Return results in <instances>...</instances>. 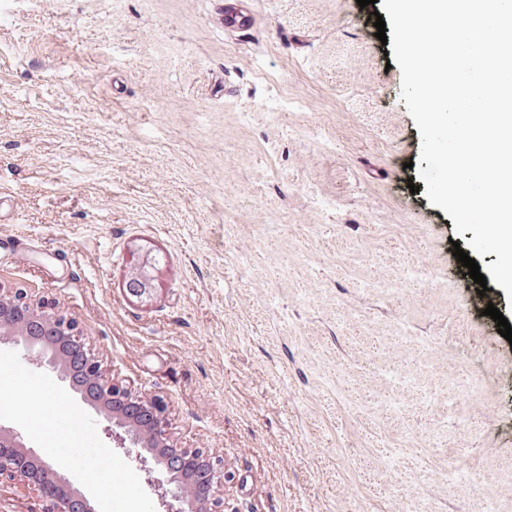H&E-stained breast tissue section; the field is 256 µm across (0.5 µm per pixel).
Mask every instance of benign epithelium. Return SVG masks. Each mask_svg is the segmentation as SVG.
<instances>
[{
  "mask_svg": "<svg viewBox=\"0 0 512 512\" xmlns=\"http://www.w3.org/2000/svg\"><path fill=\"white\" fill-rule=\"evenodd\" d=\"M9 331L17 352L34 358L82 403L104 407V436L144 472L145 485L156 496V512H228L217 494L230 477L224 460L202 448L171 444L164 397L137 393L107 378L76 325L45 304H31L21 289L0 292V333ZM16 475L43 499V512H94L92 495L76 487L71 473L27 445L20 433L0 425V479Z\"/></svg>",
  "mask_w": 512,
  "mask_h": 512,
  "instance_id": "1",
  "label": "benign epithelium"
}]
</instances>
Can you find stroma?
<instances>
[{
	"mask_svg": "<svg viewBox=\"0 0 512 512\" xmlns=\"http://www.w3.org/2000/svg\"><path fill=\"white\" fill-rule=\"evenodd\" d=\"M220 3L0 6V286L164 396L231 512H512V343L483 314L512 300L409 190L421 134L370 11L251 0L230 35ZM138 265V268H136L139 273L137 281L141 288L137 287L136 278L133 272H130L127 280L123 284V289L130 297L142 299L145 294V290L143 291V288H152L153 285L150 270L152 268V262L149 258H146V261H138Z\"/></svg>",
	"mask_w": 512,
	"mask_h": 512,
	"instance_id": "35a3bbf8",
	"label": "stroma"
}]
</instances>
